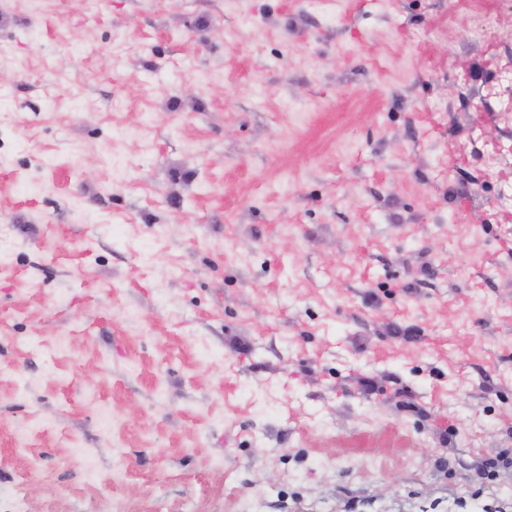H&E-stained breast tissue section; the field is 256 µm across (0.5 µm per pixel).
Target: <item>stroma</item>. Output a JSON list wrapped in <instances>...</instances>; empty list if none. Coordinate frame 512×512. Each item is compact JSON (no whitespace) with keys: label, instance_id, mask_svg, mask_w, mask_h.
Returning a JSON list of instances; mask_svg holds the SVG:
<instances>
[{"label":"stroma","instance_id":"1","mask_svg":"<svg viewBox=\"0 0 512 512\" xmlns=\"http://www.w3.org/2000/svg\"><path fill=\"white\" fill-rule=\"evenodd\" d=\"M509 70L512 0H0V512H512Z\"/></svg>","mask_w":512,"mask_h":512}]
</instances>
